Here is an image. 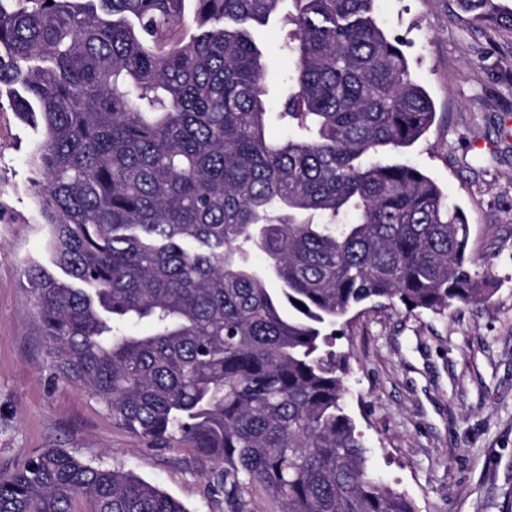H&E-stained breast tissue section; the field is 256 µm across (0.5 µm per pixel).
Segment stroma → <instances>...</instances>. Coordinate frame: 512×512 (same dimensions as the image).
<instances>
[{
    "instance_id": "35a3bbf8",
    "label": "stroma",
    "mask_w": 512,
    "mask_h": 512,
    "mask_svg": "<svg viewBox=\"0 0 512 512\" xmlns=\"http://www.w3.org/2000/svg\"><path fill=\"white\" fill-rule=\"evenodd\" d=\"M378 21L403 39L410 75L436 118L412 146L382 156L412 163L469 227L481 304L441 314L402 305L352 314L337 350L349 356L348 409L382 480L417 512H505L512 504V38L461 26L457 0H378ZM277 22L258 27L267 80L295 66ZM41 134L0 109V478L46 448L123 469L188 512H224L208 464L189 448H149L46 363L25 274L49 265L29 192Z\"/></svg>"
}]
</instances>
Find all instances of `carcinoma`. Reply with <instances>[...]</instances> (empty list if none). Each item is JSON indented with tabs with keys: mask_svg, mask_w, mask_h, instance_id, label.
Masks as SVG:
<instances>
[{
	"mask_svg": "<svg viewBox=\"0 0 512 512\" xmlns=\"http://www.w3.org/2000/svg\"><path fill=\"white\" fill-rule=\"evenodd\" d=\"M287 1L272 139L251 27ZM185 2L0 0V100L42 131L32 191L68 277L26 269L48 364L146 445L209 462L227 512L258 493L276 512H416L370 467L334 340L368 304L489 298L439 186L377 158L423 137L434 105L376 0H195L192 31ZM459 2L512 33L494 0ZM0 512L187 510L47 448L0 480Z\"/></svg>",
	"mask_w": 512,
	"mask_h": 512,
	"instance_id": "1",
	"label": "carcinoma"
}]
</instances>
